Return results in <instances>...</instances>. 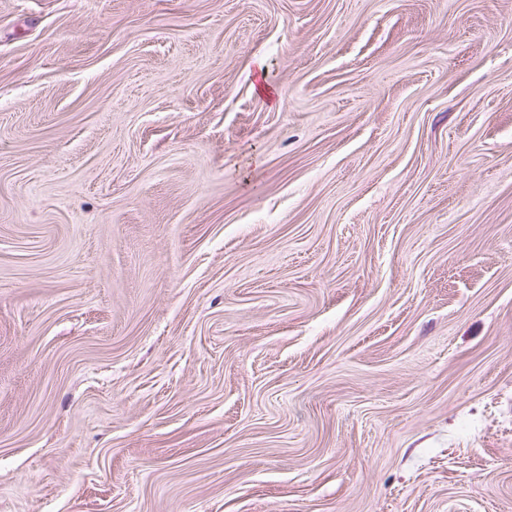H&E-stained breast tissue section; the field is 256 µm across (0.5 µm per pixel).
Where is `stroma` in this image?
<instances>
[{
    "label": "stroma",
    "mask_w": 512,
    "mask_h": 512,
    "mask_svg": "<svg viewBox=\"0 0 512 512\" xmlns=\"http://www.w3.org/2000/svg\"><path fill=\"white\" fill-rule=\"evenodd\" d=\"M0 512H512V0H0Z\"/></svg>",
    "instance_id": "35a3bbf8"
}]
</instances>
